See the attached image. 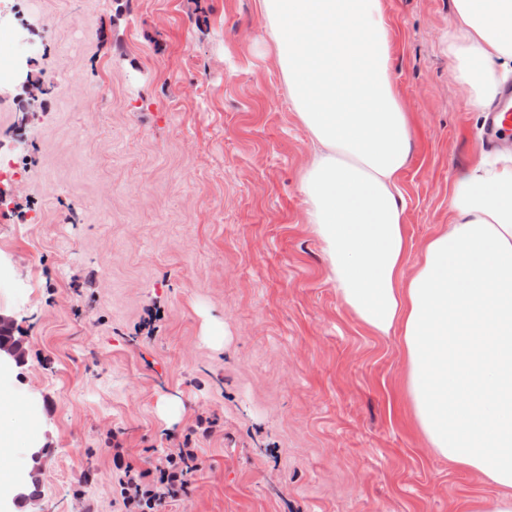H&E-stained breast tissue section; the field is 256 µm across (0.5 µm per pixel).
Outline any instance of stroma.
Masks as SVG:
<instances>
[{
	"mask_svg": "<svg viewBox=\"0 0 512 512\" xmlns=\"http://www.w3.org/2000/svg\"><path fill=\"white\" fill-rule=\"evenodd\" d=\"M385 5L413 115L416 253L448 221L484 115L452 78L453 0ZM0 7V159L19 171L0 178V313L26 349L0 368L15 434L0 498L34 470L46 512H119L114 434L140 469L191 443L199 467L162 512H475L494 497L427 448L399 338L336 294L300 191L310 141L256 0ZM23 68L47 89L26 110ZM156 304L157 332L137 333Z\"/></svg>",
	"mask_w": 512,
	"mask_h": 512,
	"instance_id": "obj_1",
	"label": "stroma"
}]
</instances>
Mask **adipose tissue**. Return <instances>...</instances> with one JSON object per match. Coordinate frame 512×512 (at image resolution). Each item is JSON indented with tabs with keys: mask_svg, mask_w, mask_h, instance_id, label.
I'll return each instance as SVG.
<instances>
[{
	"mask_svg": "<svg viewBox=\"0 0 512 512\" xmlns=\"http://www.w3.org/2000/svg\"><path fill=\"white\" fill-rule=\"evenodd\" d=\"M453 3L452 77L481 112L512 75V0ZM257 8L310 137L305 218L341 302L373 335L400 337L428 447L499 490L480 512H512V151H479L455 175L447 224L410 262L412 115L394 81L384 0Z\"/></svg>",
	"mask_w": 512,
	"mask_h": 512,
	"instance_id": "adipose-tissue-1",
	"label": "adipose tissue"
}]
</instances>
